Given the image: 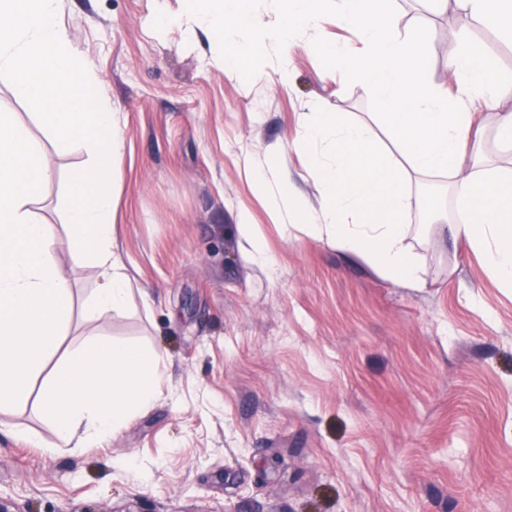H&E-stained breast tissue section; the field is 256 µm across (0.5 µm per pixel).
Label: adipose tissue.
<instances>
[{"instance_id":"ef3b65f1","label":"adipose tissue","mask_w":512,"mask_h":512,"mask_svg":"<svg viewBox=\"0 0 512 512\" xmlns=\"http://www.w3.org/2000/svg\"><path fill=\"white\" fill-rule=\"evenodd\" d=\"M470 20L496 28L512 40V0H455ZM280 19L270 25L252 12L251 0H205L198 21L221 37L224 67L247 68L254 77L265 68L264 47H287L303 31L319 26L320 0H282ZM336 21L353 29L358 53L332 46L336 69L359 81L376 98L381 123L399 145L380 148L367 124L334 112L306 115L304 142L310 149L308 172L321 193L314 213L293 197H271L275 210L313 238H327L369 260L384 276L409 287L424 283V270L406 239L407 219L420 204L414 181L443 174L455 202L453 218L437 215L453 241L478 252L502 287L512 288V176L494 168L471 148V105L482 100L496 112V137L512 149V110H499L512 94L490 57L467 39H458L448 56L455 93L431 83L424 72L427 44L394 31L389 0H336Z\"/></svg>"}]
</instances>
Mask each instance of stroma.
<instances>
[{"label":"stroma","instance_id":"1","mask_svg":"<svg viewBox=\"0 0 512 512\" xmlns=\"http://www.w3.org/2000/svg\"><path fill=\"white\" fill-rule=\"evenodd\" d=\"M392 6L400 32L428 46V79L450 87L454 0L432 14L418 0ZM188 8L60 0L122 131L115 231L133 295L93 320L75 310L59 349L99 334L156 351L161 384L101 446L61 447L40 419L46 374L35 373L27 397L0 411V501L9 512H512V288L466 242L425 226L448 202L442 178H427L428 207L412 212L424 285L410 289L292 227L246 176L264 170L274 191L319 209L301 146L318 102L392 145L375 98L313 49L356 37L325 20L290 50L269 45L255 79L225 71ZM161 14L174 25L158 28ZM0 110L44 144L53 177L35 209L83 295L99 275L70 259L65 190L89 154L49 142L3 78ZM243 212L252 233L238 228ZM256 239L268 264L250 259Z\"/></svg>","mask_w":512,"mask_h":512}]
</instances>
